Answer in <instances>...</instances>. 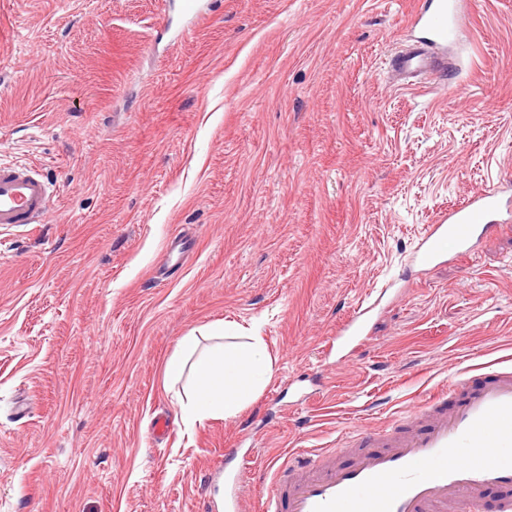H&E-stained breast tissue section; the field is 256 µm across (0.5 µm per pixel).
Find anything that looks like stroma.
<instances>
[{
  "label": "stroma",
  "mask_w": 512,
  "mask_h": 512,
  "mask_svg": "<svg viewBox=\"0 0 512 512\" xmlns=\"http://www.w3.org/2000/svg\"><path fill=\"white\" fill-rule=\"evenodd\" d=\"M413 2L217 0L176 41L169 0H0V160L54 186L41 223L0 230V512H217L240 440L256 512L271 460L512 365V223L413 259L440 213L512 183V0H475L448 86L400 87ZM221 320L260 325L273 374L189 429L164 363ZM373 308L360 305L336 332L329 346L328 356L336 353V367L344 364L350 356L365 342L369 334V323Z\"/></svg>",
  "instance_id": "35a3bbf8"
}]
</instances>
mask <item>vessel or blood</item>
I'll return each instance as SVG.
<instances>
[{"mask_svg":"<svg viewBox=\"0 0 512 512\" xmlns=\"http://www.w3.org/2000/svg\"><path fill=\"white\" fill-rule=\"evenodd\" d=\"M462 0H428L410 18L426 28L428 46L398 52L394 69L408 79H448V59L439 47L452 40ZM504 185L470 197L427 225L414 251L429 265L469 251L481 224L502 216ZM52 196L43 171L0 161V227L39 223ZM371 307H358L330 344L344 364L365 342ZM350 464L334 452L292 454L272 461L259 512H463L491 489H502L497 512H512V367L461 378L452 393L420 399L402 423L385 432H358Z\"/></svg>","mask_w":512,"mask_h":512,"instance_id":"obj_1","label":"vessel or blood"}]
</instances>
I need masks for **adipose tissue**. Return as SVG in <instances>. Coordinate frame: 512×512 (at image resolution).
<instances>
[{
    "mask_svg": "<svg viewBox=\"0 0 512 512\" xmlns=\"http://www.w3.org/2000/svg\"><path fill=\"white\" fill-rule=\"evenodd\" d=\"M165 378L178 383L184 373L194 382L179 397L185 426L236 416L253 402L273 373V361L257 330L216 323L205 332L189 331L167 359Z\"/></svg>",
    "mask_w": 512,
    "mask_h": 512,
    "instance_id": "1",
    "label": "adipose tissue"
}]
</instances>
